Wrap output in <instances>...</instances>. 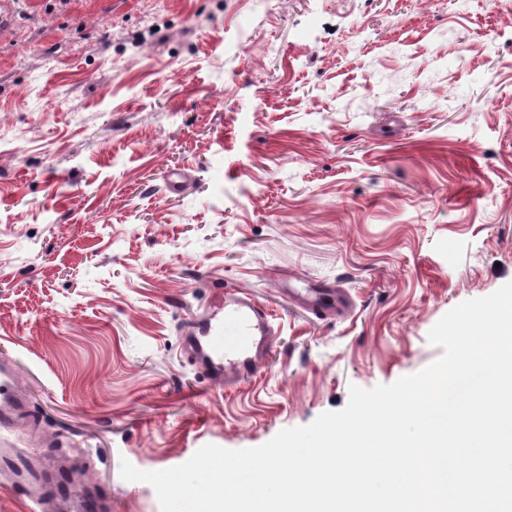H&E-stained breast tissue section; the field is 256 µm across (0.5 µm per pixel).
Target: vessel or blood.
Returning <instances> with one entry per match:
<instances>
[{
	"label": "vessel or blood",
	"instance_id": "b4317fda",
	"mask_svg": "<svg viewBox=\"0 0 512 512\" xmlns=\"http://www.w3.org/2000/svg\"><path fill=\"white\" fill-rule=\"evenodd\" d=\"M297 296L319 311L332 307L341 309L346 303L336 288H304ZM212 312L223 315L225 322L234 326L237 338L218 344L213 337V322L208 320L200 325L196 335L190 336L189 346L202 370L215 381L227 383L256 371L274 333L265 308L248 294L225 291L214 302ZM27 406V397L17 382L14 364L1 361L0 432L16 430ZM18 454L15 448L1 449L0 468L15 463L16 469L8 485L28 488L29 499L37 512H42L45 503L71 500L77 501L80 512H97L98 498L75 496L72 476H57L32 461L16 464Z\"/></svg>",
	"mask_w": 512,
	"mask_h": 512
}]
</instances>
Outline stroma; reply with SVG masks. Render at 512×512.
<instances>
[{
    "label": "stroma",
    "mask_w": 512,
    "mask_h": 512,
    "mask_svg": "<svg viewBox=\"0 0 512 512\" xmlns=\"http://www.w3.org/2000/svg\"><path fill=\"white\" fill-rule=\"evenodd\" d=\"M344 288L323 314L290 298ZM512 281V0H0V359L10 436L112 512L120 476L258 447L442 350ZM275 335L225 387L216 288ZM235 327L239 336L221 347L213 337L218 315ZM210 318L189 337V346L202 370L227 384L259 367L260 357L272 341L274 330L265 308L245 293L223 291L212 306ZM199 335V336H198ZM27 397L16 379L12 362H0V432L14 431L27 412Z\"/></svg>",
    "instance_id": "stroma-1"
}]
</instances>
